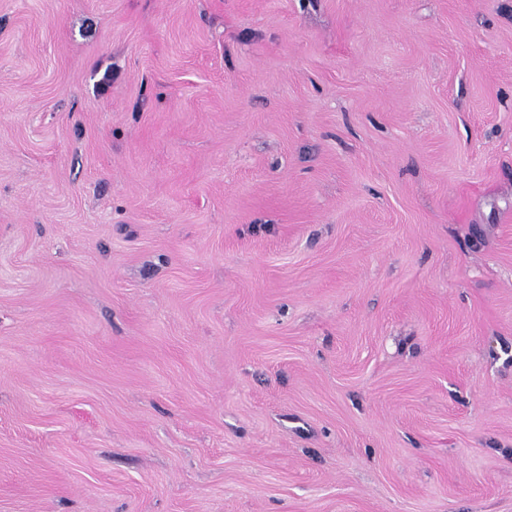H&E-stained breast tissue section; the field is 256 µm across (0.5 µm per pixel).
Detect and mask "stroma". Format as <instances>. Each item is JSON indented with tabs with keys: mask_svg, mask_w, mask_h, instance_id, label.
<instances>
[{
	"mask_svg": "<svg viewBox=\"0 0 512 512\" xmlns=\"http://www.w3.org/2000/svg\"><path fill=\"white\" fill-rule=\"evenodd\" d=\"M0 512H512V0H0Z\"/></svg>",
	"mask_w": 512,
	"mask_h": 512,
	"instance_id": "35a3bbf8",
	"label": "stroma"
}]
</instances>
